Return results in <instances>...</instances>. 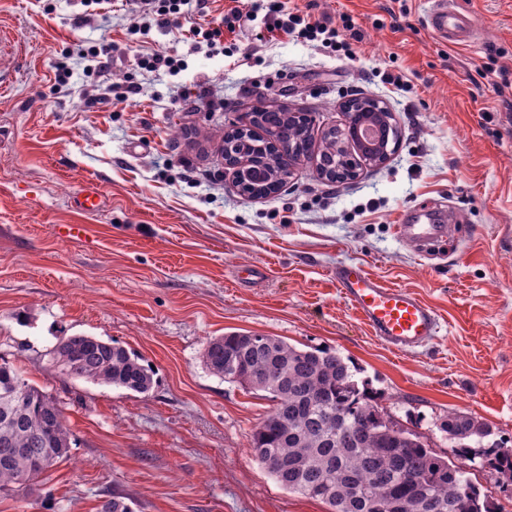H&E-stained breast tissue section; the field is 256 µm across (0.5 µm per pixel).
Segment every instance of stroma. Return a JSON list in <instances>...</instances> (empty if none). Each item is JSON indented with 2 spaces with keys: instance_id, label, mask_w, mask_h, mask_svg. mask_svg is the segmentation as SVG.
Here are the masks:
<instances>
[{
  "instance_id": "stroma-1",
  "label": "stroma",
  "mask_w": 512,
  "mask_h": 512,
  "mask_svg": "<svg viewBox=\"0 0 512 512\" xmlns=\"http://www.w3.org/2000/svg\"><path fill=\"white\" fill-rule=\"evenodd\" d=\"M362 35L350 59L319 42L271 38L264 17L209 52L186 32L220 25L252 0H206L177 26L131 38L125 0L110 19L80 0H0V356L57 399L71 433L47 483L0 494V512H99L119 496L132 512H328L284 489L255 460L251 432L272 401L210 373L207 341L231 331L336 351L379 403L453 459L448 411L488 424L512 448V0H456L479 21L449 46L427 27L428 0H290ZM112 46L109 87L87 77L79 45ZM163 49L178 75L137 58ZM73 58L67 87L55 66ZM403 74L404 88L384 81ZM136 103H119L129 84ZM214 93L195 112L183 92ZM382 98L399 146L344 184L318 178L317 158L276 195H243L225 169L224 126L256 105L315 114V137L342 126L353 93ZM96 186L95 214L77 212ZM443 205L457 236L423 257L403 241L405 212ZM82 224L87 237L66 235ZM359 262L440 314L438 335L398 353L340 295L336 265ZM246 268L262 278L241 281ZM88 334L137 353L154 372L135 393L64 376L59 337Z\"/></svg>"
}]
</instances>
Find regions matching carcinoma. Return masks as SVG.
Returning <instances> with one entry per match:
<instances>
[{"label": "carcinoma", "instance_id": "carcinoma-1", "mask_svg": "<svg viewBox=\"0 0 512 512\" xmlns=\"http://www.w3.org/2000/svg\"><path fill=\"white\" fill-rule=\"evenodd\" d=\"M309 112L270 105L221 136L248 171L241 192L277 191L290 166L311 151ZM283 153L270 150V142ZM322 167L340 160L328 133ZM61 372L145 394L153 373L126 348L93 336L62 337L52 350ZM203 363L212 374L268 394L269 415L250 436L253 456L285 489L319 499L330 512H498L466 471L437 455L423 438L379 406L345 360L331 350L299 349L278 336L246 340L242 332L210 339ZM456 456L479 462L503 489L512 488V448L489 440L488 426L456 411L440 424ZM70 432L60 402L0 358V494L47 479L66 460Z\"/></svg>", "mask_w": 512, "mask_h": 512}]
</instances>
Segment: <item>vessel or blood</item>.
<instances>
[{
    "instance_id": "vessel-or-blood-1",
    "label": "vessel or blood",
    "mask_w": 512,
    "mask_h": 512,
    "mask_svg": "<svg viewBox=\"0 0 512 512\" xmlns=\"http://www.w3.org/2000/svg\"><path fill=\"white\" fill-rule=\"evenodd\" d=\"M428 25L436 36L452 46L470 45L477 30L475 16L459 10L453 0H432ZM410 216V223L402 225L401 233L419 250L433 248L447 237V225L437 223L428 209L414 208ZM332 276L342 297L389 349L409 352L438 333L436 309L413 291L386 285L359 263L337 265Z\"/></svg>"
}]
</instances>
